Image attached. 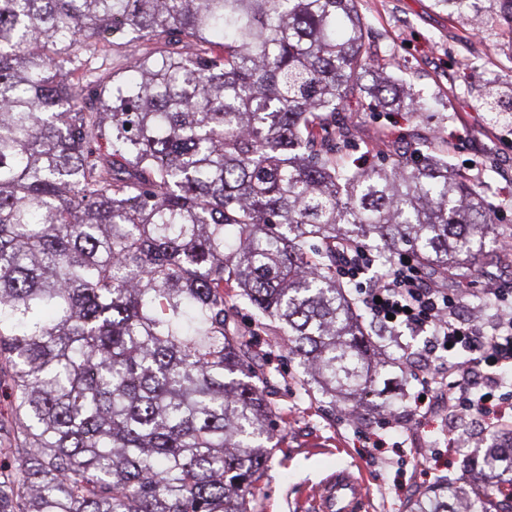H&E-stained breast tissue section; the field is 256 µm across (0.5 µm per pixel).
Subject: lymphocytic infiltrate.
<instances>
[{
    "label": "lymphocytic infiltrate",
    "mask_w": 512,
    "mask_h": 512,
    "mask_svg": "<svg viewBox=\"0 0 512 512\" xmlns=\"http://www.w3.org/2000/svg\"><path fill=\"white\" fill-rule=\"evenodd\" d=\"M375 261L367 249L342 242L336 245V276L360 285L362 302L373 320L389 333L402 328L425 333L438 349L466 354L463 362L422 369L424 385H431L439 376L447 378L449 409L466 414L491 412L499 419L511 414L512 400L480 392L474 380L482 370L512 367V303L503 304L499 288L491 283L484 288L485 296L499 304L494 328L487 333L460 313L471 293L470 282H458L450 290L443 288L423 267L405 260L376 275L372 272Z\"/></svg>",
    "instance_id": "f902f5d3"
}]
</instances>
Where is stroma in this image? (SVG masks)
<instances>
[{
  "mask_svg": "<svg viewBox=\"0 0 512 512\" xmlns=\"http://www.w3.org/2000/svg\"><path fill=\"white\" fill-rule=\"evenodd\" d=\"M361 12L375 62L413 89L423 114L366 111L371 90L363 88L336 116L354 127L359 142L349 159L367 151L392 157L407 141L423 138L430 153L447 157L490 194L512 199V123L495 120L479 102L486 86L512 87V35L478 28L435 9L432 0H361ZM494 222L496 231L482 242L483 260L473 278L512 292V252L497 248L500 232L512 227V206ZM252 343L259 362L282 378L273 394L278 413L271 459L251 512H310L312 491L337 472L364 487L363 512H406L409 501L438 479L473 481L468 454L448 432L447 411L416 408L419 383L401 367L408 357L439 365L428 354L427 336L405 329L386 339V353L395 361L390 391L371 396V409L353 423L293 382L297 363L289 359L284 337L263 331Z\"/></svg>",
  "mask_w": 512,
  "mask_h": 512,
  "instance_id": "stroma-1",
  "label": "stroma"
}]
</instances>
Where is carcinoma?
I'll use <instances>...</instances> for the list:
<instances>
[{"label": "carcinoma", "mask_w": 512, "mask_h": 512, "mask_svg": "<svg viewBox=\"0 0 512 512\" xmlns=\"http://www.w3.org/2000/svg\"><path fill=\"white\" fill-rule=\"evenodd\" d=\"M359 2L0 0V512H250L277 378L224 289L357 418L384 364L336 241L476 268L498 205L467 174L415 140L346 163L336 113L368 74V111L421 110L372 64ZM493 5L483 24L512 34V0ZM115 39L126 66L92 75ZM481 106L508 119L512 90ZM469 504L499 512L446 479L407 512Z\"/></svg>", "instance_id": "cac0c4a2"}]
</instances>
